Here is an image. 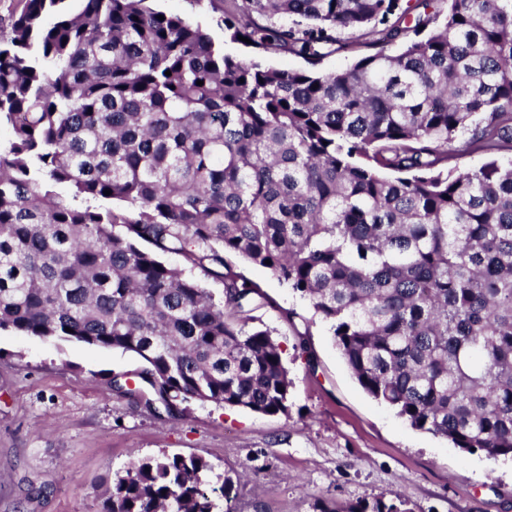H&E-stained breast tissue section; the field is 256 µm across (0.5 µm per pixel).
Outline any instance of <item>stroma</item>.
I'll use <instances>...</instances> for the list:
<instances>
[{"mask_svg":"<svg viewBox=\"0 0 512 512\" xmlns=\"http://www.w3.org/2000/svg\"><path fill=\"white\" fill-rule=\"evenodd\" d=\"M153 6L252 58L225 40L209 0ZM236 269L266 297L252 324L281 346L293 381L288 413L197 402L152 409L146 395L112 386L136 384L139 358L2 331L0 512H101L116 472L163 452L202 457L231 476L237 512H342L379 498L412 512H512V459L467 454L412 428L359 386L306 299L267 269Z\"/></svg>","mask_w":512,"mask_h":512,"instance_id":"obj_1","label":"stroma"}]
</instances>
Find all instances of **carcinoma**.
I'll use <instances>...</instances> for the list:
<instances>
[{"instance_id": "cac0c4a2", "label": "carcinoma", "mask_w": 512, "mask_h": 512, "mask_svg": "<svg viewBox=\"0 0 512 512\" xmlns=\"http://www.w3.org/2000/svg\"><path fill=\"white\" fill-rule=\"evenodd\" d=\"M66 2L0 19V330L133 353L168 409L286 415L280 344L249 326L265 297L233 256L308 299L412 428L512 457V0H448L441 22L431 0H224L231 41L356 55L331 71L243 60L150 0ZM466 153L490 159L461 171ZM211 471L139 459L104 512H234Z\"/></svg>"}]
</instances>
